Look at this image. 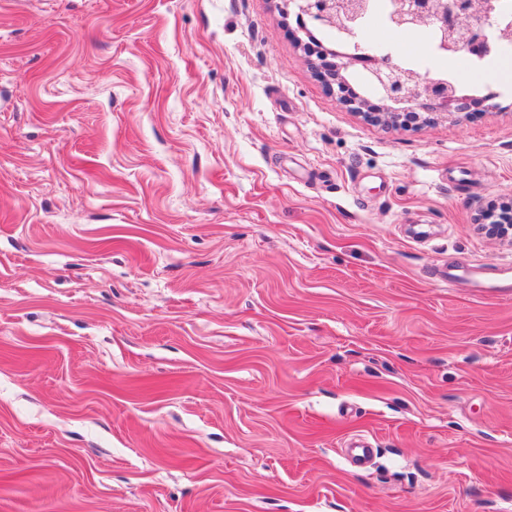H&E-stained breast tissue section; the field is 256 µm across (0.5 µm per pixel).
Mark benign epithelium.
I'll return each instance as SVG.
<instances>
[{
  "instance_id": "obj_1",
  "label": "benign epithelium",
  "mask_w": 512,
  "mask_h": 512,
  "mask_svg": "<svg viewBox=\"0 0 512 512\" xmlns=\"http://www.w3.org/2000/svg\"><path fill=\"white\" fill-rule=\"evenodd\" d=\"M298 27L334 26L342 19L354 24L366 11L367 0H283ZM393 15L398 24L429 23L436 27L442 45L450 52L483 56L491 49L496 32L505 25L491 0H400ZM317 57L318 73L339 101L371 121L393 127H409L446 119L465 111L481 112L488 104L448 90L436 79H422L400 68L390 54L367 52L362 58L310 45Z\"/></svg>"
}]
</instances>
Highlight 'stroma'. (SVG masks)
<instances>
[{
    "instance_id": "35a3bbf8",
    "label": "stroma",
    "mask_w": 512,
    "mask_h": 512,
    "mask_svg": "<svg viewBox=\"0 0 512 512\" xmlns=\"http://www.w3.org/2000/svg\"><path fill=\"white\" fill-rule=\"evenodd\" d=\"M295 28L0 0V512H512V297L435 275L512 266V87L371 124Z\"/></svg>"
}]
</instances>
